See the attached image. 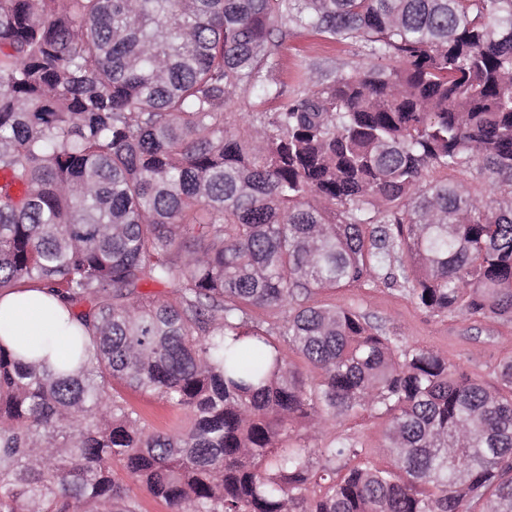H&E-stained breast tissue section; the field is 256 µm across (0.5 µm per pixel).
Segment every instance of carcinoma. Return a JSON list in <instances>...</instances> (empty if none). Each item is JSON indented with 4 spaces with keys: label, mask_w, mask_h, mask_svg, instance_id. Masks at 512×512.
<instances>
[{
    "label": "carcinoma",
    "mask_w": 512,
    "mask_h": 512,
    "mask_svg": "<svg viewBox=\"0 0 512 512\" xmlns=\"http://www.w3.org/2000/svg\"><path fill=\"white\" fill-rule=\"evenodd\" d=\"M294 30L370 64L324 82L302 56L287 97ZM238 94L263 107L241 132ZM473 165L484 195L432 177ZM26 282L81 332L58 369L0 343V512H139L135 487L512 512V355L487 381L317 299L385 283L512 324V0H0V295ZM129 390L190 425L148 429ZM363 412L378 447L326 439Z\"/></svg>",
    "instance_id": "carcinoma-1"
}]
</instances>
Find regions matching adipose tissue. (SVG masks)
<instances>
[{
	"instance_id": "adipose-tissue-1",
	"label": "adipose tissue",
	"mask_w": 512,
	"mask_h": 512,
	"mask_svg": "<svg viewBox=\"0 0 512 512\" xmlns=\"http://www.w3.org/2000/svg\"><path fill=\"white\" fill-rule=\"evenodd\" d=\"M75 330L66 305L48 289L20 288L0 296V341L16 352L35 349L61 362Z\"/></svg>"
}]
</instances>
